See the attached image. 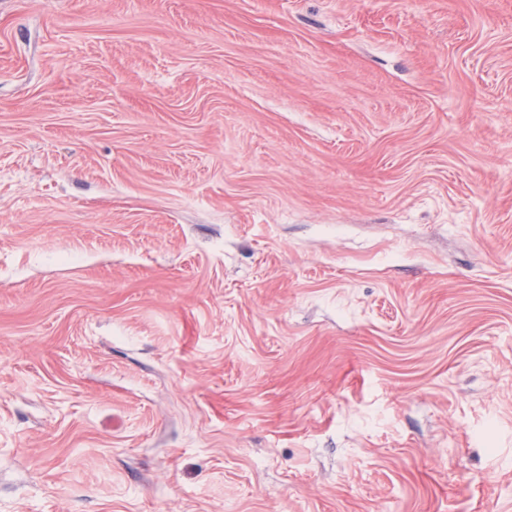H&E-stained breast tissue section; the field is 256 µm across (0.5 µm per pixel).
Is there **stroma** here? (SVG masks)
<instances>
[{
    "instance_id": "stroma-1",
    "label": "stroma",
    "mask_w": 512,
    "mask_h": 512,
    "mask_svg": "<svg viewBox=\"0 0 512 512\" xmlns=\"http://www.w3.org/2000/svg\"><path fill=\"white\" fill-rule=\"evenodd\" d=\"M0 512H512V0H0Z\"/></svg>"
}]
</instances>
